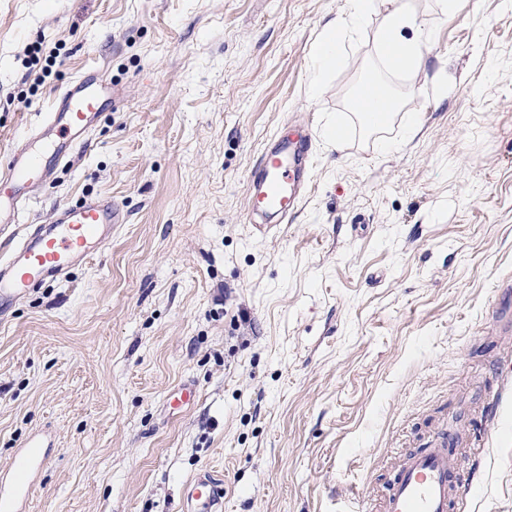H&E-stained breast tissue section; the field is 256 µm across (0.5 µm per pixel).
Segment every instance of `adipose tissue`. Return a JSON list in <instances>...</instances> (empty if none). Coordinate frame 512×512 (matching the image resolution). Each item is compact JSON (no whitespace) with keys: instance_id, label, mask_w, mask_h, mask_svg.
I'll list each match as a JSON object with an SVG mask.
<instances>
[{"instance_id":"obj_1","label":"adipose tissue","mask_w":512,"mask_h":512,"mask_svg":"<svg viewBox=\"0 0 512 512\" xmlns=\"http://www.w3.org/2000/svg\"><path fill=\"white\" fill-rule=\"evenodd\" d=\"M409 28L416 32L410 40L404 36L405 30ZM426 41L423 22L401 6L387 12L378 26V52L381 57L398 58L408 69L419 64Z\"/></svg>"}]
</instances>
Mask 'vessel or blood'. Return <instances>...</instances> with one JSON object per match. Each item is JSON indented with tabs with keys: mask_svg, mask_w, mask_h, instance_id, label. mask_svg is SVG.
Masks as SVG:
<instances>
[{
	"mask_svg": "<svg viewBox=\"0 0 512 512\" xmlns=\"http://www.w3.org/2000/svg\"><path fill=\"white\" fill-rule=\"evenodd\" d=\"M99 71H85L56 99L43 130L14 146L0 163V222L10 223L14 207L33 184L45 182L56 161L66 157L73 142L83 140L101 110ZM311 136L276 140L262 157L253 177L254 211L287 218L305 191ZM124 215L110 196L89 198L64 209L45 231L25 235L0 263V306L21 299L30 288L67 275L107 247L112 229ZM42 442L29 438L20 448L12 469L0 473V512H25V503L43 462ZM472 483L449 443L440 442L408 454L384 499L383 512H453L461 494ZM187 498L206 512H223L222 489L210 472L190 482Z\"/></svg>",
	"mask_w": 512,
	"mask_h": 512,
	"instance_id": "obj_1",
	"label": "vessel or blood"
}]
</instances>
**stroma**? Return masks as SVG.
Instances as JSON below:
<instances>
[{
    "label": "stroma",
    "mask_w": 512,
    "mask_h": 512,
    "mask_svg": "<svg viewBox=\"0 0 512 512\" xmlns=\"http://www.w3.org/2000/svg\"><path fill=\"white\" fill-rule=\"evenodd\" d=\"M431 29L397 76L382 13L318 76L345 0H0V160L97 68L112 107L0 240L96 195L108 248L0 312V470L46 441L27 512H382L404 457L451 438L512 512V0H404ZM377 75L385 137L325 130ZM420 115L409 135L405 115ZM313 138L299 208L246 220L272 137ZM344 36L342 23L339 22L336 27L334 20L327 25L326 33L313 44L312 55L321 72L333 70L339 64L344 48ZM187 500L201 502L207 512H221L224 510V496L217 479L204 471L190 482L187 488Z\"/></svg>",
    "instance_id": "obj_1"
}]
</instances>
